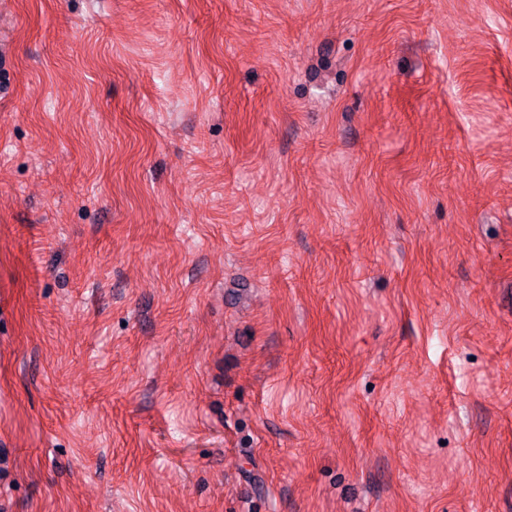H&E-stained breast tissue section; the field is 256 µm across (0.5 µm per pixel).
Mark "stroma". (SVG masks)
Instances as JSON below:
<instances>
[{"instance_id":"obj_1","label":"stroma","mask_w":512,"mask_h":512,"mask_svg":"<svg viewBox=\"0 0 512 512\" xmlns=\"http://www.w3.org/2000/svg\"><path fill=\"white\" fill-rule=\"evenodd\" d=\"M0 512H512V0H0Z\"/></svg>"}]
</instances>
